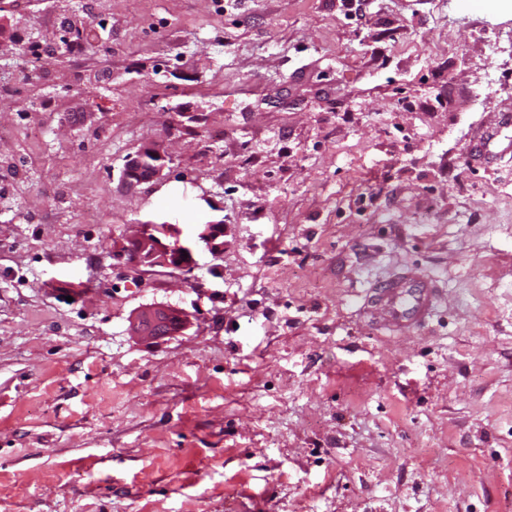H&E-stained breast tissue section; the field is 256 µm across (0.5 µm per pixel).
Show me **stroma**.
<instances>
[{
    "label": "stroma",
    "mask_w": 512,
    "mask_h": 512,
    "mask_svg": "<svg viewBox=\"0 0 512 512\" xmlns=\"http://www.w3.org/2000/svg\"><path fill=\"white\" fill-rule=\"evenodd\" d=\"M507 112L512 0H0V512H512ZM165 149L162 145L151 143L142 147L137 159L124 171L129 182L143 183L157 178L163 167ZM153 232L161 234L155 226ZM151 227L146 224L139 225L138 229L128 237L127 245L123 246L118 253L115 254L117 259L126 257L128 251L134 252L133 263L144 266H172L170 247L163 244L162 241L153 234ZM435 302L436 290L430 282L404 276L378 283L369 296L371 314L388 320L396 328L425 322L432 315ZM185 317L181 311L171 308L150 307L142 310L134 325V332L140 336L159 337L164 335L165 328L178 321L182 323Z\"/></svg>",
    "instance_id": "stroma-1"
}]
</instances>
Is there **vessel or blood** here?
Here are the masks:
<instances>
[{"instance_id":"b4317fda","label":"vessel or blood","mask_w":512,"mask_h":512,"mask_svg":"<svg viewBox=\"0 0 512 512\" xmlns=\"http://www.w3.org/2000/svg\"><path fill=\"white\" fill-rule=\"evenodd\" d=\"M435 302L436 290L430 282L403 276L378 283L369 296L372 315L388 320L396 328L425 322L432 315Z\"/></svg>"}]
</instances>
